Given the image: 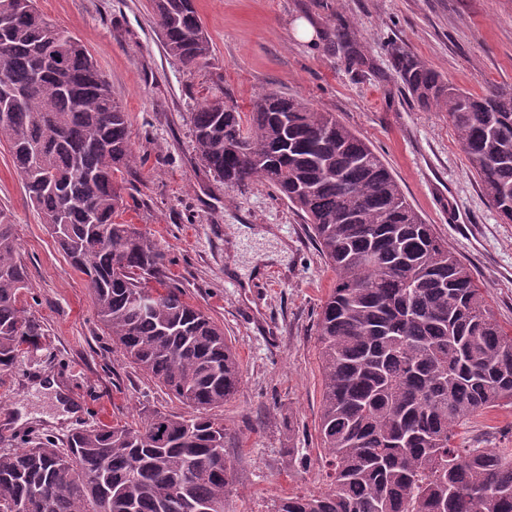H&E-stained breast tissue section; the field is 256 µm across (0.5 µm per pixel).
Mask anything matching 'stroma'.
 Returning <instances> with one entry per match:
<instances>
[{"label": "stroma", "instance_id": "stroma-1", "mask_svg": "<svg viewBox=\"0 0 512 512\" xmlns=\"http://www.w3.org/2000/svg\"><path fill=\"white\" fill-rule=\"evenodd\" d=\"M209 60L167 54L150 0H37L97 60L128 120L137 155L119 173L125 223L150 233L173 286L218 325L243 371L225 402L233 480L224 512H273L291 493L328 483L318 430L322 400L316 314L335 275L307 224L263 184L229 188L194 149L191 114L220 95L243 113L268 91L297 96L381 154L409 203L470 265L498 322L512 328V223L469 171L447 112L404 92L392 54L411 53L456 88L512 90V0H195ZM304 19L312 39L297 36ZM345 20L367 63L348 66L336 36ZM0 210L10 214L43 338L0 372V449L64 446L76 428L185 413L130 364L98 322L85 275L27 202L0 144ZM55 379L58 390L40 383ZM468 448H512V405L464 422Z\"/></svg>", "mask_w": 512, "mask_h": 512}]
</instances>
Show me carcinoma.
<instances>
[{"label": "carcinoma", "mask_w": 512, "mask_h": 512, "mask_svg": "<svg viewBox=\"0 0 512 512\" xmlns=\"http://www.w3.org/2000/svg\"><path fill=\"white\" fill-rule=\"evenodd\" d=\"M152 10L169 55L188 67L209 58L194 0H152ZM0 14L11 19L0 29V142L41 223L87 277L112 343L190 409L84 426L65 448L0 449V512H224L233 468L214 410L242 384L238 354L167 284L152 238L121 220L117 174L136 156L96 59L36 0H0ZM393 63L419 106L448 112L484 195L512 222V92L462 91L408 53ZM192 121L203 165L230 188L268 185L336 276L317 323L330 488L283 497L274 512H512V448H461L455 431L512 405V334L381 155L333 113L273 92L246 119L207 97ZM29 288L0 211V371L41 336L22 299Z\"/></svg>", "instance_id": "1"}]
</instances>
